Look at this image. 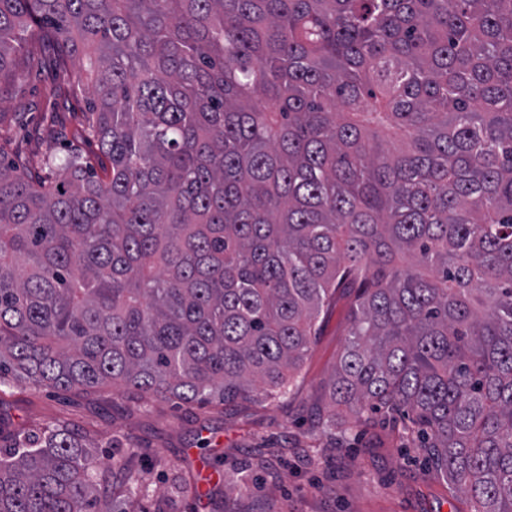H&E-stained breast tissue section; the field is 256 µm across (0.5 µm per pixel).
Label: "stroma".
Segmentation results:
<instances>
[{
	"instance_id": "1",
	"label": "stroma",
	"mask_w": 512,
	"mask_h": 512,
	"mask_svg": "<svg viewBox=\"0 0 512 512\" xmlns=\"http://www.w3.org/2000/svg\"><path fill=\"white\" fill-rule=\"evenodd\" d=\"M82 56L58 63L34 44L31 61L0 93V156L31 174L58 179L50 155L99 152L83 137L89 96L67 92ZM347 300L330 299L292 393L285 401L186 404L128 396L105 386L90 394L50 389L0 393V429L13 434L48 422L78 430L99 447L95 479L110 459L142 448L125 478L112 480L98 512H470L467 496L425 475L408 420L372 416L352 431L324 433L317 410L342 351ZM140 487L127 498V486Z\"/></svg>"
}]
</instances>
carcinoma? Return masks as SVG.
Returning a JSON list of instances; mask_svg holds the SVG:
<instances>
[{"instance_id": "cac0c4a2", "label": "carcinoma", "mask_w": 512, "mask_h": 512, "mask_svg": "<svg viewBox=\"0 0 512 512\" xmlns=\"http://www.w3.org/2000/svg\"><path fill=\"white\" fill-rule=\"evenodd\" d=\"M28 31L94 60L106 165L0 157V385L285 396L348 288L324 423L512 512V0H0V81ZM97 457L0 435V512H92Z\"/></svg>"}]
</instances>
